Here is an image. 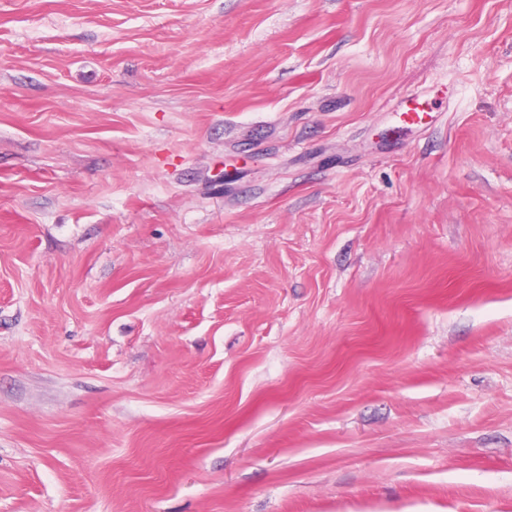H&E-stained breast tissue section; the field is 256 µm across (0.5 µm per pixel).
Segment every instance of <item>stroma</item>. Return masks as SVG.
Segmentation results:
<instances>
[{
  "instance_id": "stroma-1",
  "label": "stroma",
  "mask_w": 512,
  "mask_h": 512,
  "mask_svg": "<svg viewBox=\"0 0 512 512\" xmlns=\"http://www.w3.org/2000/svg\"><path fill=\"white\" fill-rule=\"evenodd\" d=\"M0 512H512V0H0Z\"/></svg>"
}]
</instances>
